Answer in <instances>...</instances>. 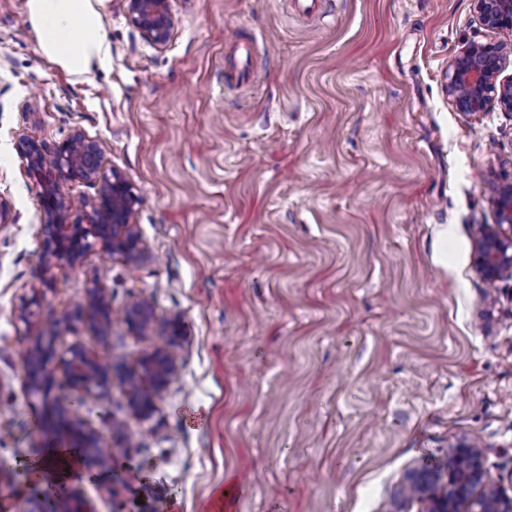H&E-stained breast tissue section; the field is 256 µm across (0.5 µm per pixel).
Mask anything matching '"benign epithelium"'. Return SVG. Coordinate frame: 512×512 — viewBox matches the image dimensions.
<instances>
[{"mask_svg":"<svg viewBox=\"0 0 512 512\" xmlns=\"http://www.w3.org/2000/svg\"><path fill=\"white\" fill-rule=\"evenodd\" d=\"M130 23L152 45H166L173 26L170 0H125ZM480 23L490 29L512 32V0H472ZM512 46L473 43L456 59L448 75V96L457 108L468 115L499 108L512 114V77L500 79ZM21 160L20 172L27 182L39 188L41 232L39 264L49 272L56 264L81 265L87 253L99 249L128 262H139L147 255V247L133 223L140 197L124 174L104 168L103 144L77 130L64 143L48 149L43 143L21 139L16 144ZM53 154L46 166L47 153ZM82 181L97 186L92 198H76L66 191L69 181ZM498 222L480 224L474 237V266L490 288L505 278H512V182L501 186L497 201ZM41 318V331L50 322H74L89 319L101 334L111 321V307L103 288L92 281L84 301L57 316L42 312L38 293L23 298L19 318L27 323L33 316ZM128 326L142 332L152 325L154 312L150 304L138 300L124 314ZM182 338L178 317L167 320L164 336L138 365L120 371L102 364L89 350L73 349L61 357L48 343L49 337H35L28 351L29 374L25 383L28 393L42 398L46 413L60 426L70 450L92 466L86 471L95 481L112 469L114 440L104 438L65 411L56 395L62 385L72 397L70 405L84 398H101L112 386L115 373L134 384L141 394L130 399L133 413L149 418L156 402L175 376L177 365L170 348ZM62 368V379L56 381L48 365ZM414 502L424 505L423 512H512V497L504 493L490 478L482 462L479 444L460 440L451 446L444 466L415 468L407 472L391 512H407ZM30 507L22 512H96L80 490L67 481L55 485L47 497L33 495L26 499Z\"/></svg>","mask_w":512,"mask_h":512,"instance_id":"1","label":"benign epithelium"}]
</instances>
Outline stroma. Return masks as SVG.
Segmentation results:
<instances>
[{"mask_svg":"<svg viewBox=\"0 0 512 512\" xmlns=\"http://www.w3.org/2000/svg\"><path fill=\"white\" fill-rule=\"evenodd\" d=\"M111 59L74 77L39 50L25 0H0V512H20L62 436L24 389L38 333L18 308L57 311L98 280L106 335L62 330L128 367L182 318L178 372L152 417L121 378L78 408L130 446L112 480L75 485L98 512H388L405 473L459 439L512 496V281L494 303L473 265V228L497 221L512 180V115H466L448 75L481 26L472 0H171L164 48L97 0ZM261 32L260 76L224 86L238 28ZM140 197L139 263L94 250L39 265L40 200L15 144L74 131ZM138 296L153 329L123 320ZM246 493L219 499L229 481Z\"/></svg>","mask_w":512,"mask_h":512,"instance_id":"stroma-1","label":"stroma"}]
</instances>
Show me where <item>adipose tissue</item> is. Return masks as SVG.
<instances>
[{
    "label": "adipose tissue",
    "instance_id": "obj_1",
    "mask_svg": "<svg viewBox=\"0 0 512 512\" xmlns=\"http://www.w3.org/2000/svg\"><path fill=\"white\" fill-rule=\"evenodd\" d=\"M26 12L41 52L68 74L83 76L109 62L95 0H26Z\"/></svg>",
    "mask_w": 512,
    "mask_h": 512
}]
</instances>
